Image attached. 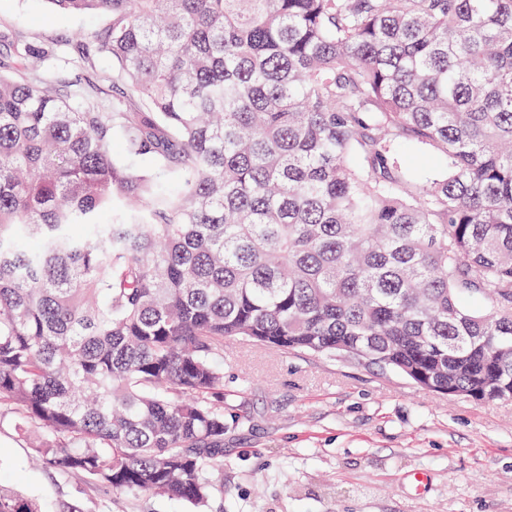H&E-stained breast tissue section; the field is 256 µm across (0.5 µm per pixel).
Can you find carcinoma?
Wrapping results in <instances>:
<instances>
[{"mask_svg":"<svg viewBox=\"0 0 512 512\" xmlns=\"http://www.w3.org/2000/svg\"><path fill=\"white\" fill-rule=\"evenodd\" d=\"M45 2L112 17L135 97L0 63V412L44 467L222 496L226 340L512 401V0Z\"/></svg>","mask_w":512,"mask_h":512,"instance_id":"cac0c4a2","label":"carcinoma"}]
</instances>
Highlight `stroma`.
Instances as JSON below:
<instances>
[{
    "mask_svg": "<svg viewBox=\"0 0 512 512\" xmlns=\"http://www.w3.org/2000/svg\"><path fill=\"white\" fill-rule=\"evenodd\" d=\"M110 23L0 0V59L31 47L40 76L108 110L131 96L94 40ZM224 424V512H512V402L432 393L356 357L228 341ZM35 443L0 416V486L45 512H197L32 464Z\"/></svg>",
    "mask_w": 512,
    "mask_h": 512,
    "instance_id": "stroma-1",
    "label": "stroma"
}]
</instances>
